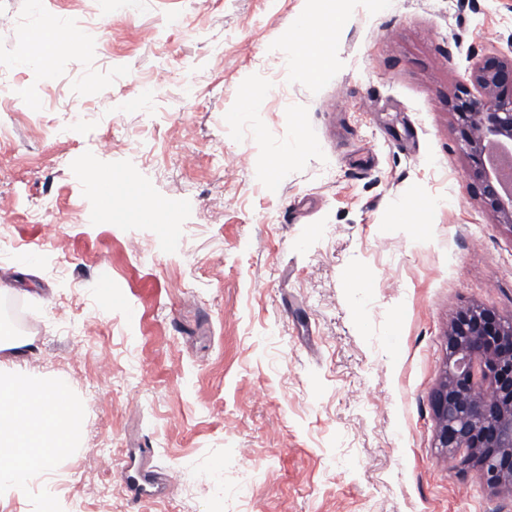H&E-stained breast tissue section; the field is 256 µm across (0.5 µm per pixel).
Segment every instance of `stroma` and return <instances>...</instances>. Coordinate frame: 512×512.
<instances>
[{
  "label": "stroma",
  "mask_w": 512,
  "mask_h": 512,
  "mask_svg": "<svg viewBox=\"0 0 512 512\" xmlns=\"http://www.w3.org/2000/svg\"><path fill=\"white\" fill-rule=\"evenodd\" d=\"M96 6L0 0V64L28 93L0 111L21 245L0 299L28 321L0 362L68 379L82 410L76 447L0 512H512L436 448L431 407L456 314L512 320V227L485 213L452 109L512 37V0H338L315 80L284 65L315 0H148L113 11L108 53L76 22ZM32 23L72 34L51 72ZM78 100L91 118L55 137ZM134 448L163 495L129 492Z\"/></svg>",
  "instance_id": "obj_1"
}]
</instances>
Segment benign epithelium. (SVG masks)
Here are the masks:
<instances>
[{"label":"benign epithelium","instance_id":"benign-epithelium-1","mask_svg":"<svg viewBox=\"0 0 512 512\" xmlns=\"http://www.w3.org/2000/svg\"><path fill=\"white\" fill-rule=\"evenodd\" d=\"M481 95L458 97L454 110L472 160L469 176L495 224L512 227V186L487 160L491 144L512 145V38L508 52L484 57L471 73ZM447 361L431 407L436 445L474 468L488 486L512 494V321L471 308L448 331Z\"/></svg>","mask_w":512,"mask_h":512}]
</instances>
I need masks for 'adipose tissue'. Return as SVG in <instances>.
<instances>
[{"label": "adipose tissue", "instance_id": "obj_1", "mask_svg": "<svg viewBox=\"0 0 512 512\" xmlns=\"http://www.w3.org/2000/svg\"><path fill=\"white\" fill-rule=\"evenodd\" d=\"M342 25L334 0H321L314 19L297 22L299 52L313 60L308 71L311 78H319L327 68V46ZM68 410L66 380L40 386L0 382V484L26 491L29 481L50 467L76 433L67 424Z\"/></svg>", "mask_w": 512, "mask_h": 512}]
</instances>
